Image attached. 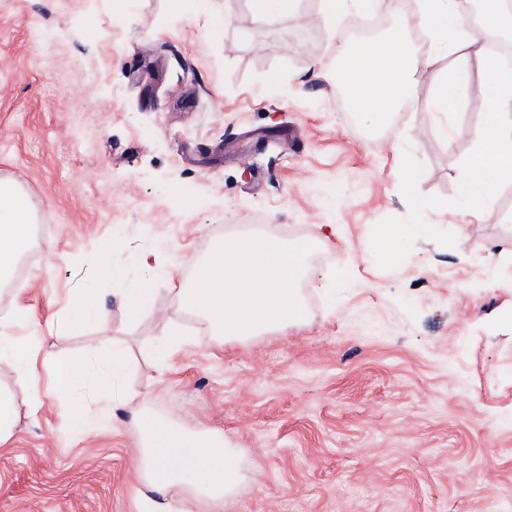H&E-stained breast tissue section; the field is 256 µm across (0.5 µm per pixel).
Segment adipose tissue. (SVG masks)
<instances>
[{"mask_svg": "<svg viewBox=\"0 0 512 512\" xmlns=\"http://www.w3.org/2000/svg\"><path fill=\"white\" fill-rule=\"evenodd\" d=\"M457 0H420L415 24L427 42L426 50L411 51L405 30L371 44L342 50L341 79L360 112H391L413 108L409 82L419 64H430L442 52L459 56L450 80L438 85L441 111H456L459 92L470 69H478L493 89L486 103L488 133L463 168V209L476 215L492 203L502 179L512 176V76L489 56L477 34L455 31L447 42L435 40L441 27L454 28ZM38 212L33 197L20 184L0 180V284H7L33 236ZM335 225L315 238L288 237L273 228L225 233L201 260L191 282L172 289L173 305L196 316L212 335L227 344H243L265 336H284L305 323L307 306L298 289L309 278L312 254L335 237ZM145 284L124 288L120 301L129 318H137L151 299L149 282L169 273L166 247L141 255ZM37 339H19L0 329V367L13 374V387L0 391V443L14 433L19 404L38 405L32 362Z\"/></svg>", "mask_w": 512, "mask_h": 512, "instance_id": "adipose-tissue-1", "label": "adipose tissue"}]
</instances>
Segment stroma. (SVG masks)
<instances>
[{"mask_svg":"<svg viewBox=\"0 0 512 512\" xmlns=\"http://www.w3.org/2000/svg\"><path fill=\"white\" fill-rule=\"evenodd\" d=\"M353 5L383 35L416 0ZM410 49L421 33L406 28ZM320 0L268 25L249 0L207 14L170 0H0V178L32 195L38 230L0 318L31 308L42 398L0 446V512H145L142 439L123 406L83 434L51 387L52 358L126 351L123 386L148 412L244 450L252 472L216 500L185 486L178 512H512V180L470 217L462 169L487 126L478 71L460 108H433L454 64L441 54L410 85L414 109L378 116L343 103L341 58ZM316 237L300 289L306 322L225 346L171 303V282L231 228L256 219ZM425 222L377 258L381 232ZM165 244L174 280L126 320L120 288ZM94 301L108 317L58 331L49 318ZM186 340L166 360L168 322Z\"/></svg>","mask_w":512,"mask_h":512,"instance_id":"35a3bbf8","label":"stroma"}]
</instances>
